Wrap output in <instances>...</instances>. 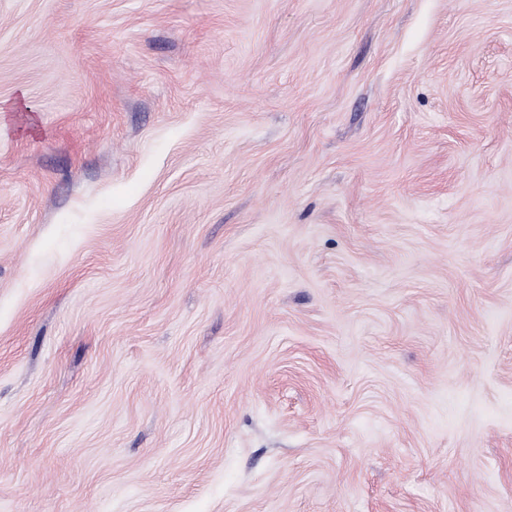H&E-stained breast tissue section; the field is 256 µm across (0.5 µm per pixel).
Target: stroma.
<instances>
[{"mask_svg":"<svg viewBox=\"0 0 512 512\" xmlns=\"http://www.w3.org/2000/svg\"><path fill=\"white\" fill-rule=\"evenodd\" d=\"M0 512H512V0H0Z\"/></svg>","mask_w":512,"mask_h":512,"instance_id":"stroma-1","label":"stroma"}]
</instances>
